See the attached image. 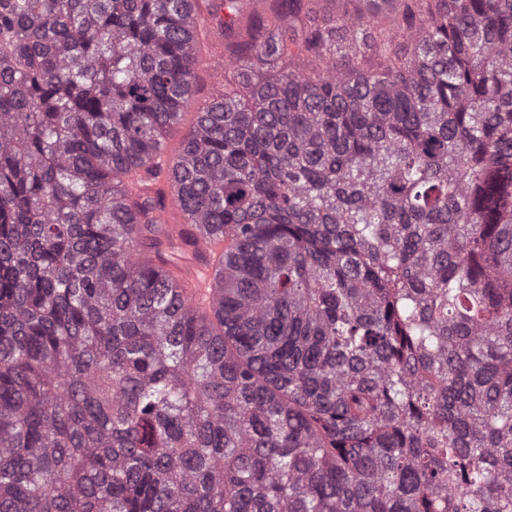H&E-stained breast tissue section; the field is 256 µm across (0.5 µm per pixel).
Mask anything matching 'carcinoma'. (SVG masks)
<instances>
[{
  "mask_svg": "<svg viewBox=\"0 0 512 512\" xmlns=\"http://www.w3.org/2000/svg\"><path fill=\"white\" fill-rule=\"evenodd\" d=\"M0 512H512V0H0ZM197 98L207 100L212 94L224 89V62L223 68H198L197 70ZM216 268L209 262L193 260L181 272H177L181 291L193 306L210 309L214 302L213 280Z\"/></svg>",
  "mask_w": 512,
  "mask_h": 512,
  "instance_id": "cac0c4a2",
  "label": "carcinoma"
}]
</instances>
